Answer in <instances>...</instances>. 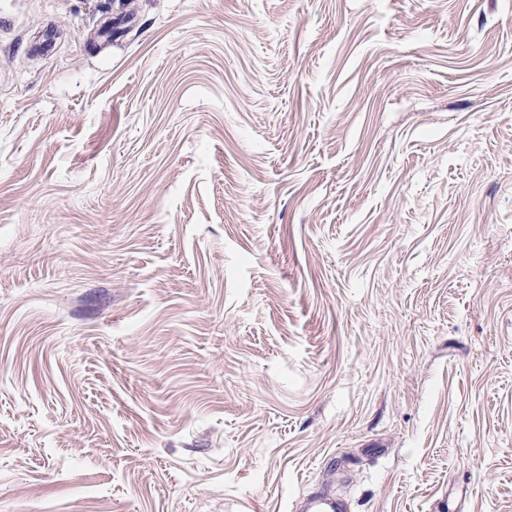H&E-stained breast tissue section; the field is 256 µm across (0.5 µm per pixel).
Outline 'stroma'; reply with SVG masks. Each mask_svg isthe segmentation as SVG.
Wrapping results in <instances>:
<instances>
[{
	"instance_id": "1",
	"label": "stroma",
	"mask_w": 512,
	"mask_h": 512,
	"mask_svg": "<svg viewBox=\"0 0 512 512\" xmlns=\"http://www.w3.org/2000/svg\"><path fill=\"white\" fill-rule=\"evenodd\" d=\"M512 512V0H0V512Z\"/></svg>"
}]
</instances>
